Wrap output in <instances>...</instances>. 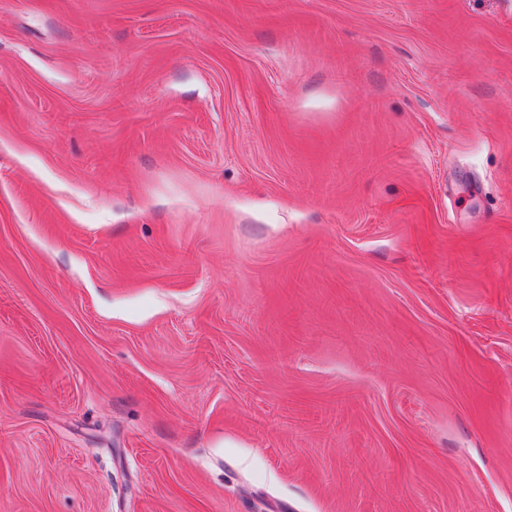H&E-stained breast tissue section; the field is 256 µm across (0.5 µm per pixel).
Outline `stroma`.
<instances>
[{
    "label": "stroma",
    "instance_id": "obj_1",
    "mask_svg": "<svg viewBox=\"0 0 512 512\" xmlns=\"http://www.w3.org/2000/svg\"><path fill=\"white\" fill-rule=\"evenodd\" d=\"M0 512H512V0H0Z\"/></svg>",
    "mask_w": 512,
    "mask_h": 512
}]
</instances>
